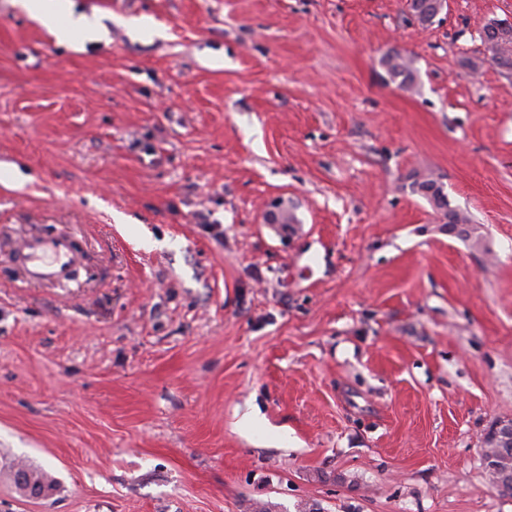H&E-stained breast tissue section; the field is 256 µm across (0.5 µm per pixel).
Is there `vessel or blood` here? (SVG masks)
I'll list each match as a JSON object with an SVG mask.
<instances>
[{
    "label": "vessel or blood",
    "instance_id": "vessel-or-blood-1",
    "mask_svg": "<svg viewBox=\"0 0 512 512\" xmlns=\"http://www.w3.org/2000/svg\"><path fill=\"white\" fill-rule=\"evenodd\" d=\"M18 255L25 274L36 284L67 281L79 256L67 237H31L18 246Z\"/></svg>",
    "mask_w": 512,
    "mask_h": 512
}]
</instances>
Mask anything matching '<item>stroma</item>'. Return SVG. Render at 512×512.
<instances>
[{
  "label": "stroma",
  "instance_id": "35a3bbf8",
  "mask_svg": "<svg viewBox=\"0 0 512 512\" xmlns=\"http://www.w3.org/2000/svg\"><path fill=\"white\" fill-rule=\"evenodd\" d=\"M69 2L0 0V512H512V0ZM31 234L76 278L24 282ZM73 30H78L93 39H103L106 37V31L98 24L97 20L83 14L76 17L72 13L69 14L68 25L58 29L59 39H69L72 36ZM385 66L388 73L393 79L401 77L400 85L403 87H410L414 81V71L411 67V61L408 60L402 53L395 52L387 57ZM415 185L418 186V191L423 196L428 198L431 202H433L435 208L441 211L444 216L453 215L457 219V221H461L463 222V224L469 223V220L465 216L461 217L458 212L448 208L447 196L444 194L442 187L440 185H437V182L433 180H427L422 182H416ZM434 185L437 186L435 188L434 193L431 196L422 192L424 190L432 189ZM463 224H448V230H457L460 227H462ZM486 466L497 492L502 496L512 497V454L507 457H496L493 461L487 463ZM500 482L504 486L508 482L506 490L496 488V485ZM24 467H26V469H19V470H24L28 475L29 482L31 484H33L34 486H36L41 492H43V494L39 493L38 491H34L31 496L30 492L28 491L27 485H20L17 482H15V475H16V472L19 470L14 472V469H15L14 468L10 471L9 478L15 484L17 490L22 495L28 496V497L39 498V497H43V495L44 496L49 495V493L53 490V484L48 479L47 474L38 468H34V467L32 468L29 466H24Z\"/></svg>",
  "mask_w": 512,
  "mask_h": 512
}]
</instances>
